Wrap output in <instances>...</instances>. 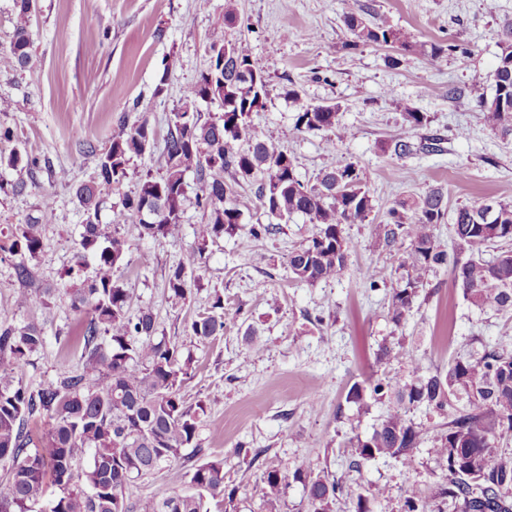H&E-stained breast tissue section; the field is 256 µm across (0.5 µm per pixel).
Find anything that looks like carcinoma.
I'll return each mask as SVG.
<instances>
[{
	"mask_svg": "<svg viewBox=\"0 0 512 512\" xmlns=\"http://www.w3.org/2000/svg\"><path fill=\"white\" fill-rule=\"evenodd\" d=\"M31 21L32 12L18 7L11 52L22 68L38 63L29 37ZM343 23L354 47L375 44L402 55L431 57L454 50L448 44L417 42L407 30L381 17L369 19L362 9L347 12ZM499 47L492 92L476 80L468 95L486 127L507 137L512 136V19L502 25ZM209 55V66L185 103L209 95L219 112L207 119L194 109L173 114L165 139V172L145 176L136 192L123 196L112 209L110 228L100 223L103 204L127 177L131 160L150 148L154 131L148 120H120L109 147L98 154L96 177L75 189L85 219L64 277L71 284L70 309L85 317L72 336L82 347V371L63 372L48 385L32 383L34 356L44 351L48 338L40 324H17L14 315L36 302L45 304L53 293L39 287L34 270L44 249L42 224L33 218L0 230V252L22 285L11 304L0 308V463L9 466L8 476L0 479V512H210L211 499L234 509L236 487L226 482L224 458L209 453L198 439L204 407L187 404L181 394L191 378L193 359L183 345L159 335L151 309L129 315L130 289L116 275L129 252L121 225H138L142 239L165 238L183 222L186 174L195 172L194 204L206 220L194 230L197 249L167 277L171 300L178 305L199 280L208 244L245 229L254 238L267 236L296 216L314 231L288 254L294 279L309 285L339 280L349 251L343 226L365 221L375 208L357 164L326 170L309 185L295 157L254 123L252 116L265 108L269 91L248 38H216ZM224 56L231 65L242 61L246 71L226 75ZM285 97L296 107L297 130L334 132L325 144L336 149V140L343 136L339 105H313L294 88ZM402 116L401 132L387 140L385 152L403 159L443 151V138L437 134L417 140L411 136L428 124L425 113L406 105ZM21 164L34 168L39 158L17 152L0 155V170ZM226 173L232 181L224 180ZM242 182L255 187L268 223H243L235 202ZM446 217L445 193L436 187L396 200L385 222L376 225L378 243L401 256L403 273L395 277L389 297L390 321L396 327L411 316L430 286L429 275L442 268L450 270L472 306L512 314V202L457 207L450 251L434 235ZM492 248L496 252L491 255ZM190 329L202 344L222 335L223 298L216 296L211 310L197 315ZM394 361L407 370V380L378 378L366 386L355 383L347 393L356 403L368 397L387 404L370 436L348 440L354 449L349 470L359 473L364 463L383 460L410 472L423 450L445 467V474L429 494L418 483H409L402 492L401 512H443L445 504L456 512H512V455L501 446V440L512 436V341L488 343L480 356L459 357L445 373L425 366L400 340L382 345L378 353L379 363ZM415 409L452 413L444 430L430 438V429L410 418ZM163 469L177 471L192 492L132 502L126 498L134 481ZM260 481L265 512H282L292 481L303 486L305 512H335L339 500L354 512H370L369 503L387 497L384 485L338 479L308 458L290 467L266 461Z\"/></svg>",
	"mask_w": 512,
	"mask_h": 512,
	"instance_id": "carcinoma-1",
	"label": "carcinoma"
}]
</instances>
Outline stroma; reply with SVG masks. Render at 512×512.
Wrapping results in <instances>:
<instances>
[{
  "instance_id": "stroma-1",
  "label": "stroma",
  "mask_w": 512,
  "mask_h": 512,
  "mask_svg": "<svg viewBox=\"0 0 512 512\" xmlns=\"http://www.w3.org/2000/svg\"><path fill=\"white\" fill-rule=\"evenodd\" d=\"M230 7L269 85L255 123L288 149L307 181L358 163L375 200L366 221L344 227L350 252L342 279L314 285L293 279L288 255L313 231L298 217L259 240L243 233L210 244L199 282L177 306L168 297L167 275L195 249L193 227L202 223V211L187 204L182 224L157 242L140 239L137 225L122 227L130 250L120 275L131 310L151 307L164 336L190 348L195 372L182 393L187 403L204 405L202 445L227 458L229 482L238 488L236 512H265L260 469L248 465L242 451L261 448L285 464L309 458L333 475L347 473L348 439L370 433L385 412L380 404L361 409L347 402L349 388L383 374L407 377L398 364L379 366L383 342L405 340L428 367L444 371L460 353L476 354L484 343L512 337V320L470 306L448 269L430 275L427 295L398 327L387 318L389 287H371L369 280L397 263L379 245L375 227L398 198L440 187L452 209L512 202V140L490 133L468 96L469 85L488 79L496 64L497 32L512 18V0H209L203 9L197 0H38L30 33L40 63L33 69L20 67L10 51L16 0H0V101L9 103L0 110V128L15 134L0 142V154L16 149L40 160L36 168L7 171L24 189L0 192V228L40 219L45 248L37 277L55 291L49 306L36 303L14 317L39 322L49 338L30 372L34 383L49 384L62 367L82 363L81 347L63 340L79 318L62 275L84 220L75 189L96 172L97 157L85 145L104 148L119 119L147 118L154 145L135 159L122 190L134 192L144 172L161 173L170 121L206 68L210 41L227 34ZM359 8L417 41L453 50L438 57L408 54L390 65L391 48L350 46L343 17ZM289 86L307 102L340 104L346 136L335 150L326 149L323 135L296 129V110L284 97ZM406 103L428 114L427 131L443 138L442 152L399 159L383 151L401 129ZM47 195L53 204L46 212ZM218 294L224 333L195 343L190 324ZM440 474L422 454L410 472L393 462L369 463L361 480L389 491L373 512H399L405 484L432 488Z\"/></svg>"
}]
</instances>
